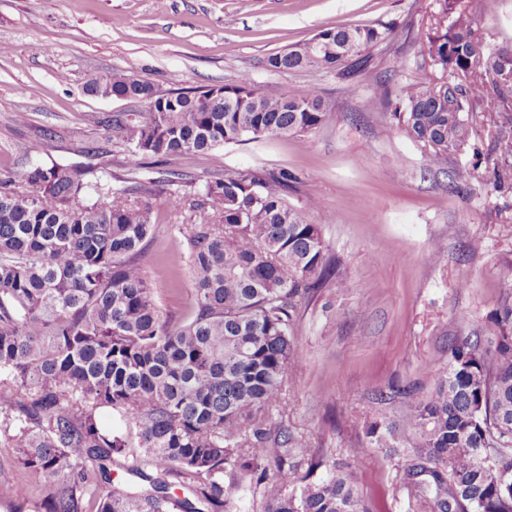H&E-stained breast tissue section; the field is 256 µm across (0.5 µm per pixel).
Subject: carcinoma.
I'll return each instance as SVG.
<instances>
[{"label": "carcinoma", "mask_w": 512, "mask_h": 512, "mask_svg": "<svg viewBox=\"0 0 512 512\" xmlns=\"http://www.w3.org/2000/svg\"><path fill=\"white\" fill-rule=\"evenodd\" d=\"M480 14L481 0H442L421 52L447 78L416 77L394 103L402 132L434 167L469 141L464 113L497 114L512 90L499 81L512 51L483 45ZM387 37L386 28L326 27L269 55L266 67L350 77ZM87 91L148 108L112 116L146 174L113 188L77 165L0 172V446L48 491L19 512H84L92 486L97 512H233L246 485L264 512H370L352 460L316 478L313 449L270 422L304 361L292 336L297 306L337 277L321 225L284 199L294 175L226 172L192 200L170 168L184 154L315 131L328 103L313 89L264 94L247 74L164 99L120 72L90 78ZM162 194L173 211L204 210L188 228L195 295L184 323L161 314L138 260ZM427 374L426 393H376L409 404L397 421L364 420L365 437L389 457L412 438L400 482L415 508L512 512L500 484L512 477V292ZM102 407L135 425L137 446L101 427ZM121 460L148 489L112 484ZM174 480L193 499L174 498Z\"/></svg>", "instance_id": "cac0c4a2"}]
</instances>
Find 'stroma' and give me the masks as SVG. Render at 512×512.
<instances>
[{"mask_svg": "<svg viewBox=\"0 0 512 512\" xmlns=\"http://www.w3.org/2000/svg\"><path fill=\"white\" fill-rule=\"evenodd\" d=\"M438 0H0V172L81 164L94 180L131 177L138 159L102 120L144 104L101 98L88 80L115 71L161 92L235 83L249 74L269 95L315 89L332 112L320 129L229 145L175 159L201 190L214 171L291 172L286 199L321 225L342 286L299 305L293 327L305 355L283 405L288 424L314 448L323 470L353 458L358 492L373 512H415L399 484L401 458L370 447L368 418H399L403 399L380 404L374 390L428 385L426 364H444L449 345L481 330L512 284V92L503 122L469 113L472 135L431 166L378 103L421 72V35ZM387 26L364 70L273 72L267 57L334 26ZM491 49L512 50V0H484L478 21ZM404 67H397V60ZM474 179L453 183L456 170ZM320 207L308 209L309 198ZM156 232L142 264L164 315L188 318L194 280L187 225L201 214L155 200ZM439 255H431L432 245ZM0 484L14 502L43 496L36 479L0 447Z\"/></svg>", "mask_w": 512, "mask_h": 512, "instance_id": "stroma-1", "label": "stroma"}]
</instances>
